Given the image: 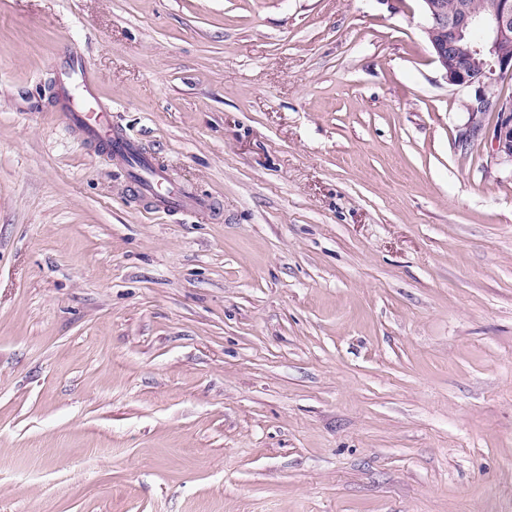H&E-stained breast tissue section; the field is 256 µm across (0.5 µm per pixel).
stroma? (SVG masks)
I'll return each mask as SVG.
<instances>
[{"instance_id":"35a3bbf8","label":"stroma","mask_w":512,"mask_h":512,"mask_svg":"<svg viewBox=\"0 0 512 512\" xmlns=\"http://www.w3.org/2000/svg\"><path fill=\"white\" fill-rule=\"evenodd\" d=\"M419 0H0V512H512V164ZM83 55L204 216L53 104Z\"/></svg>"}]
</instances>
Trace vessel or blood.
I'll return each mask as SVG.
<instances>
[{"instance_id": "1", "label": "vessel or blood", "mask_w": 512, "mask_h": 512, "mask_svg": "<svg viewBox=\"0 0 512 512\" xmlns=\"http://www.w3.org/2000/svg\"><path fill=\"white\" fill-rule=\"evenodd\" d=\"M65 78L75 91L61 101L64 118L87 139L111 145L113 159L127 168L129 180L146 210L158 213L211 210L210 197L198 194L190 185L170 183L167 172L146 155L137 139L115 130L112 107L100 98L97 80L83 57L70 58Z\"/></svg>"}]
</instances>
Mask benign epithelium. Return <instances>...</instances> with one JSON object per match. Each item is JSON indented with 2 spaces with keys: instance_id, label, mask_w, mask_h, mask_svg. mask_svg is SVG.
Wrapping results in <instances>:
<instances>
[{
  "instance_id": "benign-epithelium-1",
  "label": "benign epithelium",
  "mask_w": 512,
  "mask_h": 512,
  "mask_svg": "<svg viewBox=\"0 0 512 512\" xmlns=\"http://www.w3.org/2000/svg\"><path fill=\"white\" fill-rule=\"evenodd\" d=\"M427 20L424 33L448 84L475 88L464 102L469 115L468 136H479L491 105H496L493 154L512 161V100L500 97L505 75L512 76V0H420Z\"/></svg>"
}]
</instances>
